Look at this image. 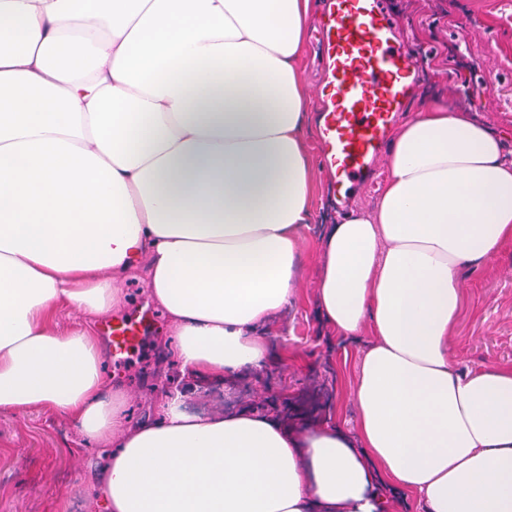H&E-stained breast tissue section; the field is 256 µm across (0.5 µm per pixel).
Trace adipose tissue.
<instances>
[{
  "label": "adipose tissue",
  "instance_id": "adipose-tissue-1",
  "mask_svg": "<svg viewBox=\"0 0 512 512\" xmlns=\"http://www.w3.org/2000/svg\"><path fill=\"white\" fill-rule=\"evenodd\" d=\"M314 0H0V413L69 420L106 512H512V364L459 371L458 275L512 245V156L432 105L392 140L381 201L330 225L320 311L360 342L355 427L127 392L76 312L142 275L184 381L271 361L311 217L297 62Z\"/></svg>",
  "mask_w": 512,
  "mask_h": 512
}]
</instances>
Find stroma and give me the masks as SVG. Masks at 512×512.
<instances>
[{
	"instance_id": "stroma-1",
	"label": "stroma",
	"mask_w": 512,
	"mask_h": 512,
	"mask_svg": "<svg viewBox=\"0 0 512 512\" xmlns=\"http://www.w3.org/2000/svg\"><path fill=\"white\" fill-rule=\"evenodd\" d=\"M402 39L418 68L408 113L435 103L468 112L499 133L512 151V0H386ZM458 67L449 70L448 58ZM311 159L312 217L301 230L296 298L267 327L275 358L260 374L242 377L236 393L219 389L190 400L202 411L236 406L276 407L308 422L320 401H332L345 425L353 423L351 391L356 370L353 347L319 313L318 241L346 210L371 212L381 198L386 167L370 175L351 207L337 205L331 173L317 149L315 129L305 134ZM463 303L453 327L451 349L460 371L512 363V246L459 276ZM126 304L118 319L146 311L154 326L141 345L107 365L131 395L128 413L138 418L148 407L155 366L170 345L165 312L147 301L142 277L123 285ZM72 424L49 411L31 408L0 413V512H97L89 473L96 461L76 456Z\"/></svg>"
}]
</instances>
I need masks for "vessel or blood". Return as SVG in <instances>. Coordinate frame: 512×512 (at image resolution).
I'll return each instance as SVG.
<instances>
[{
    "label": "vessel or blood",
    "instance_id": "obj_1",
    "mask_svg": "<svg viewBox=\"0 0 512 512\" xmlns=\"http://www.w3.org/2000/svg\"><path fill=\"white\" fill-rule=\"evenodd\" d=\"M328 80L319 91L327 109L319 127L320 154L349 192L381 151L387 128L412 86L409 56L393 37L385 0H327L320 24ZM145 320L112 323V354L136 347Z\"/></svg>",
    "mask_w": 512,
    "mask_h": 512
}]
</instances>
